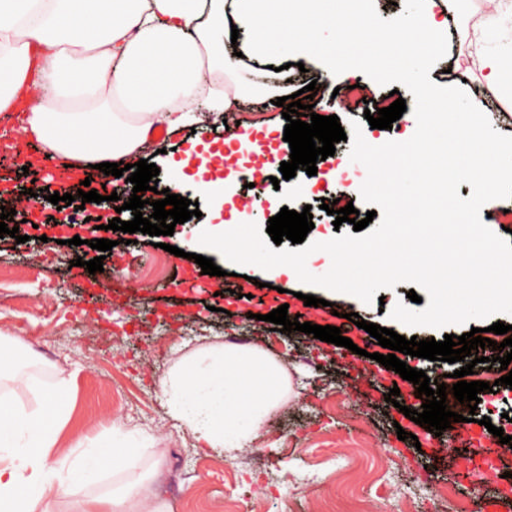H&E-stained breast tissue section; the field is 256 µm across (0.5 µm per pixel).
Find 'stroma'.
<instances>
[{
    "instance_id": "35a3bbf8",
    "label": "stroma",
    "mask_w": 512,
    "mask_h": 512,
    "mask_svg": "<svg viewBox=\"0 0 512 512\" xmlns=\"http://www.w3.org/2000/svg\"><path fill=\"white\" fill-rule=\"evenodd\" d=\"M493 8L492 0H458L445 27L448 53L429 77L441 86L463 87L494 129L512 135V115L495 110V95L486 91L465 56L467 32ZM224 60L249 79L241 90L234 131L249 134L250 142L234 144L229 159L215 158L210 165L223 172L255 169L265 178L266 202L258 211L244 205L251 189L236 186L239 222L264 227L281 208L299 212L307 206L314 223L309 239L326 242L336 233L352 232V224L334 225L320 204L340 196L367 213L370 206L360 195L364 166L351 161L350 145L342 141L336 143L333 159L319 163L318 175L300 169L295 177L282 179L280 164L291 153L283 139L286 121L273 103L271 86L254 82L252 76L273 66L283 68L290 91L317 84L314 112L337 115L344 125L363 120L365 111L390 106L389 87L359 71L328 81L317 62L292 47L261 60L228 52ZM224 129L221 117L202 112L194 128L151 140L142 150V158L160 170L156 190L170 186L167 161L184 163L189 179L180 192L201 211L200 217L176 225L163 249L139 232L132 244H123V232L100 228L103 207L94 202L78 210L46 201L34 225L24 224L23 191L35 186L74 195L78 189L51 178L48 171L26 170L21 162L0 158V182L12 187L10 195L0 197V206L14 210L13 221L24 237L20 244L0 237V334L16 340L0 356L15 362L25 379L21 385H1L0 392L25 411H45L55 384L66 381L68 406L52 428L49 467L65 470L93 460L99 449L112 448L124 454L123 465L94 472L81 485L80 497L105 496L134 482L151 512H456L461 502L467 512H484L490 499L498 512H512V454L499 455L489 475L479 459L481 444H459L441 464L428 449H416L410 437L398 439V431L410 434L414 426L383 393L362 382L372 359L361 356L344 363L335 344L299 331H275L264 319L270 308L261 301L262 286L314 295L362 320L421 340L483 329L489 320L442 330L414 328L388 315L406 300L407 283L382 289L383 303L367 304L303 285L297 276L274 269L230 264L217 253L212 259L222 269L218 276L204 274L192 261L201 230L230 216L217 211L192 181L196 152L203 144L223 140ZM62 220L72 223L80 245L42 242L44 225ZM91 239L114 243L98 275L104 283L100 290L88 287V270L74 264L83 254L97 257V250L83 247ZM173 246L183 249L184 257L170 254ZM241 275L257 280L249 297L218 295L219 286L235 285ZM231 340L268 352L289 374L291 385L289 396L267 411L251 446L233 457L223 449L200 446L171 416L163 385L187 358ZM480 398L474 433L485 434L479 420L487 416L491 425L512 436V387L500 382L495 392H481Z\"/></svg>"
}]
</instances>
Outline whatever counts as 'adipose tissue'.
<instances>
[{"label":"adipose tissue","instance_id":"adipose-tissue-1","mask_svg":"<svg viewBox=\"0 0 512 512\" xmlns=\"http://www.w3.org/2000/svg\"><path fill=\"white\" fill-rule=\"evenodd\" d=\"M455 0H419L387 29L374 26L369 0H0V112L25 106L22 131L64 166L99 160L133 164L155 125L192 123L189 101L207 87L213 111L236 103L242 79L224 64L227 18L252 37L244 53L263 57L294 42L321 59L328 77L393 64L410 75L444 50V18ZM333 28V44L317 39ZM474 27L471 59L488 87L508 82L501 56L483 50ZM207 365L184 364L165 381L170 413L197 441L233 453L284 397L287 378L258 348H213ZM264 381L260 394L244 378ZM52 417L0 395V512H52L84 470L46 468Z\"/></svg>","mask_w":512,"mask_h":512}]
</instances>
